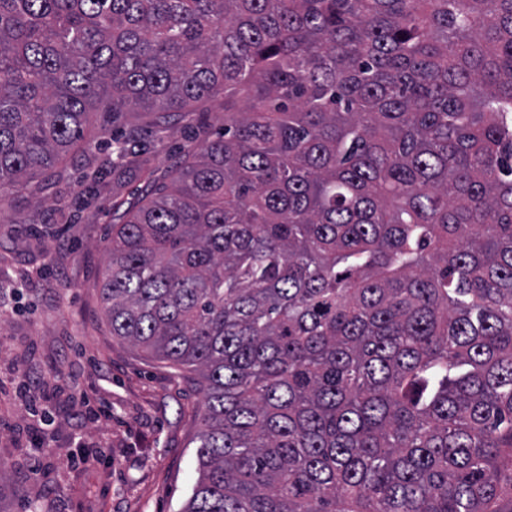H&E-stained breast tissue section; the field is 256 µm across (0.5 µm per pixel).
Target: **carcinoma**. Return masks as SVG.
<instances>
[{
    "mask_svg": "<svg viewBox=\"0 0 512 512\" xmlns=\"http://www.w3.org/2000/svg\"><path fill=\"white\" fill-rule=\"evenodd\" d=\"M221 94L100 288L204 394L179 512H501L512 0H0V190L62 180L105 97L163 130Z\"/></svg>",
    "mask_w": 512,
    "mask_h": 512,
    "instance_id": "cac0c4a2",
    "label": "carcinoma"
}]
</instances>
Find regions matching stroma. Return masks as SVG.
Returning a JSON list of instances; mask_svg holds the SVG:
<instances>
[{"mask_svg": "<svg viewBox=\"0 0 512 512\" xmlns=\"http://www.w3.org/2000/svg\"><path fill=\"white\" fill-rule=\"evenodd\" d=\"M103 125L149 140L161 176L183 144L223 128L224 103L201 101L161 132L144 110L101 107L86 129L91 156L66 162L64 181L0 207V278L34 274L21 292H0V512H178L197 477L202 393L192 374L113 337L102 309L112 203L142 185L113 169ZM31 435L52 454L32 456ZM107 448L111 461H76Z\"/></svg>", "mask_w": 512, "mask_h": 512, "instance_id": "obj_1", "label": "stroma"}]
</instances>
